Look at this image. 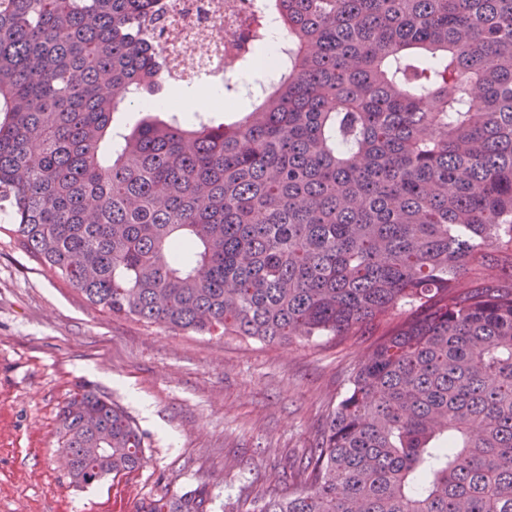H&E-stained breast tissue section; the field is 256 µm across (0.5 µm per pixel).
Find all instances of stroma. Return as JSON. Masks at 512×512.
Instances as JSON below:
<instances>
[{
  "label": "stroma",
  "instance_id": "35a3bbf8",
  "mask_svg": "<svg viewBox=\"0 0 512 512\" xmlns=\"http://www.w3.org/2000/svg\"><path fill=\"white\" fill-rule=\"evenodd\" d=\"M381 328L261 343L175 333L91 306L0 229V512H136L207 483L211 512L287 491ZM85 384L127 412L145 465L92 485L57 451L56 413Z\"/></svg>",
  "mask_w": 512,
  "mask_h": 512
}]
</instances>
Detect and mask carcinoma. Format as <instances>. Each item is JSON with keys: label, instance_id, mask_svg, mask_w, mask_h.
<instances>
[{"label": "carcinoma", "instance_id": "1", "mask_svg": "<svg viewBox=\"0 0 512 512\" xmlns=\"http://www.w3.org/2000/svg\"><path fill=\"white\" fill-rule=\"evenodd\" d=\"M159 0H0V212L114 316L259 342L387 329L251 512H512V0H269L288 63L229 123L155 91ZM112 141V158L102 153ZM82 485L145 464L80 388ZM197 486L139 512H208Z\"/></svg>", "mask_w": 512, "mask_h": 512}]
</instances>
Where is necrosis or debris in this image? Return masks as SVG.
I'll list each match as a JSON object with an SVG mask.
<instances>
[{"label":"necrosis or debris","mask_w":512,"mask_h":512,"mask_svg":"<svg viewBox=\"0 0 512 512\" xmlns=\"http://www.w3.org/2000/svg\"><path fill=\"white\" fill-rule=\"evenodd\" d=\"M259 0H167L171 23L158 51L167 69L184 76L224 73L234 96L260 97L266 78L235 75L239 45Z\"/></svg>","instance_id":"1"}]
</instances>
